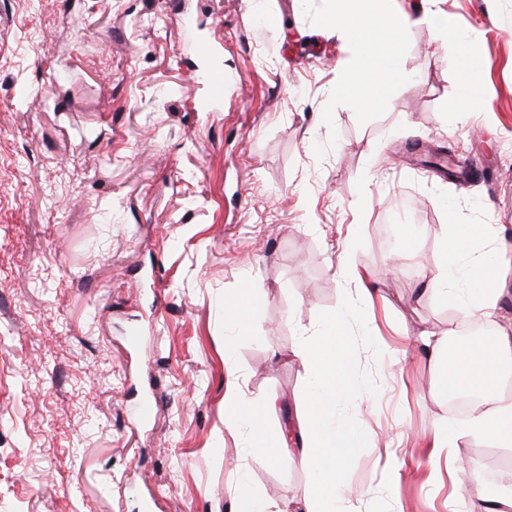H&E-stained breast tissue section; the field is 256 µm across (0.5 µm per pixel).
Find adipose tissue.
Returning a JSON list of instances; mask_svg holds the SVG:
<instances>
[{
    "instance_id": "obj_1",
    "label": "adipose tissue",
    "mask_w": 512,
    "mask_h": 512,
    "mask_svg": "<svg viewBox=\"0 0 512 512\" xmlns=\"http://www.w3.org/2000/svg\"><path fill=\"white\" fill-rule=\"evenodd\" d=\"M486 237L482 227H466L462 234L444 240L449 256L463 255V265L449 264L439 275L428 278L427 284L442 300L456 308L461 320L475 317L490 319L505 293L501 271L479 242ZM437 368L438 376L448 392H462L464 397L480 400L481 407L469 421L449 425L447 432L434 434L436 449L432 462H439V453L447 449L449 439L479 435L503 448L512 447V399L502 397L501 371L512 363V334L503 332L493 344L477 345L468 352L451 349L446 337L429 332L418 338ZM295 358L312 377L309 391V418L298 425L295 434L301 445L300 464L319 480H334L338 465L345 459L353 434L336 420V397L344 392L349 359L320 340L303 339L294 350ZM230 411V427L248 425L252 431L255 450L269 460H278L279 448L285 440L268 442L261 417L245 400L239 386H232L225 395Z\"/></svg>"
}]
</instances>
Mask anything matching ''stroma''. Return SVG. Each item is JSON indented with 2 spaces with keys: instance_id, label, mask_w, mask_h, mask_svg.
<instances>
[{
  "instance_id": "1",
  "label": "stroma",
  "mask_w": 512,
  "mask_h": 512,
  "mask_svg": "<svg viewBox=\"0 0 512 512\" xmlns=\"http://www.w3.org/2000/svg\"><path fill=\"white\" fill-rule=\"evenodd\" d=\"M395 4L476 40L481 110L442 117L456 84L426 24L386 112L340 105L328 125L346 52L303 0H0V512H237L242 484L267 512L302 503L316 481L296 445L253 451L224 393L283 432L308 409L294 348L365 290L332 337L352 357L337 420L362 435L336 474L351 512H467L465 461L512 485V447L477 435L427 466L457 415L417 343L464 329L418 290L446 227L512 248V0ZM200 35L226 77L212 112ZM249 288L265 306L240 335L225 303Z\"/></svg>"
}]
</instances>
